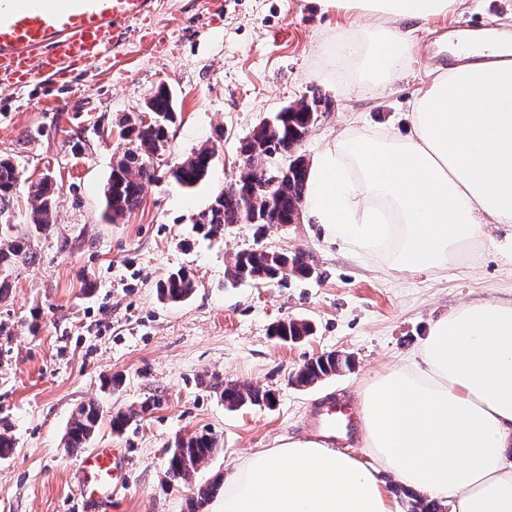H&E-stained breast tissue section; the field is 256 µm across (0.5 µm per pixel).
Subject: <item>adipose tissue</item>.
Segmentation results:
<instances>
[{"label": "adipose tissue", "instance_id": "adipose-tissue-1", "mask_svg": "<svg viewBox=\"0 0 512 512\" xmlns=\"http://www.w3.org/2000/svg\"><path fill=\"white\" fill-rule=\"evenodd\" d=\"M461 0H322L356 22L323 45L326 77L374 89L412 59L406 27ZM437 69L411 103L407 133L353 129L308 169L306 208L327 241L400 273L441 271L512 232V61ZM375 459L297 439L247 456L221 512H398L383 481L453 512H512V297L459 305L431 322L405 363L372 376L360 399Z\"/></svg>", "mask_w": 512, "mask_h": 512}]
</instances>
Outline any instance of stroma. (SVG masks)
<instances>
[{"instance_id": "1", "label": "stroma", "mask_w": 512, "mask_h": 512, "mask_svg": "<svg viewBox=\"0 0 512 512\" xmlns=\"http://www.w3.org/2000/svg\"><path fill=\"white\" fill-rule=\"evenodd\" d=\"M351 22L320 0H156L149 22H130L108 69L90 62L23 88L0 81V157L21 175L15 223L27 221L31 182L49 176L60 188L52 230L34 238V262L12 270L0 301V433L14 441L0 457V512H78L79 454L66 432L89 402L106 415L91 447L129 451V486L107 512H187L188 489L166 473L176 438L217 436L197 479L226 480L246 454L307 438L325 399L358 401L372 375L416 350L431 319L512 289V245L500 237L448 270L399 274L328 243L304 215L261 233L252 224L225 225L218 238L196 233L194 217L229 185L240 144L263 122L304 97L328 101L296 148L308 160L355 123L406 129L409 102L440 63L437 25L512 32V0H466L411 24L412 60L373 91L319 75L321 44ZM162 86L179 118L157 178L137 208L109 221L104 192L126 147L115 131ZM202 147L213 150L212 167L182 188L170 170ZM254 247L305 253L314 273L229 282L232 258ZM180 268L194 275V295L159 300L158 283ZM288 319L310 321L313 334L297 343L272 336L273 323ZM333 351L352 356V370L291 384L307 361ZM113 377L120 385L111 389ZM235 381L275 393L274 406L228 408L221 392ZM129 410L136 418L113 432L109 416Z\"/></svg>"}]
</instances>
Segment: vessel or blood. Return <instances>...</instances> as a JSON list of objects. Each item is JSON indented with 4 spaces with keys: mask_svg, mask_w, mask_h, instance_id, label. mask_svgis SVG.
<instances>
[{
    "mask_svg": "<svg viewBox=\"0 0 512 512\" xmlns=\"http://www.w3.org/2000/svg\"><path fill=\"white\" fill-rule=\"evenodd\" d=\"M155 0H0V77L28 83L35 71L104 59L126 38V24L154 12ZM355 427L347 405L328 403L314 432L341 444ZM83 512H99L109 492L124 488L126 459L121 449L96 448L77 462Z\"/></svg>",
    "mask_w": 512,
    "mask_h": 512,
    "instance_id": "obj_1",
    "label": "vessel or blood"
}]
</instances>
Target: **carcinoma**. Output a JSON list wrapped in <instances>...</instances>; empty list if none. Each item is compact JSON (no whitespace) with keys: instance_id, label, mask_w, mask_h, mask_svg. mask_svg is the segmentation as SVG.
<instances>
[{"instance_id":"cac0c4a2","label":"carcinoma","mask_w":512,"mask_h":512,"mask_svg":"<svg viewBox=\"0 0 512 512\" xmlns=\"http://www.w3.org/2000/svg\"><path fill=\"white\" fill-rule=\"evenodd\" d=\"M144 108L152 115V121L145 123L136 115H127L120 125L119 136L127 142L128 148L119 157L118 164L112 167V174L105 191L106 209L111 221L115 222L141 202L144 185L154 180L156 169L149 154L165 150L167 129L175 123L177 112L173 96L164 87L158 88L145 101ZM309 127V112L306 102L298 101L275 117L257 127L251 136L240 145V150L248 154L255 167L239 172L234 183L220 191L205 210V223L200 230L206 236L224 235V225L242 223V206L250 204L255 225L262 228L267 224H292L297 219L298 207L307 191V164L299 156L288 159L287 174L269 193L249 192V187L258 173L271 167L278 157L295 151L306 135ZM214 154L206 147L191 153L170 170L171 178L185 188L197 185L208 174ZM19 175L15 164L8 158H0V297L8 287L9 272L19 264L31 263L35 252L31 245L34 234L47 231L53 223L58 188L51 179L44 177L31 185L33 197L27 230L20 236L10 235L16 228L12 224V207L18 186ZM281 261L301 275L310 270L308 258L303 253H281L276 259L271 252L254 248L237 253L228 269V279L232 282L251 279L252 273L266 271L268 279H276V261ZM197 284L190 272L178 270L163 279L157 288L160 299L180 302L192 296ZM313 327L306 320H288L273 327V335L280 337L310 336ZM348 358L337 352L329 353L323 360L311 361L295 376V383L306 387L329 376L349 369ZM224 401L231 407L247 404L257 405L270 398V393L252 386L228 385L223 390ZM102 420V409L96 403L82 406L74 414L66 433L67 447L78 450L87 445L97 431ZM220 440L205 433L191 436L185 444L176 443L167 448V474L169 479L191 485L194 496L190 512L199 509L210 501L221 489V482L198 484L196 474L199 467L217 451ZM411 499V512H443L442 507L429 502L412 491H405Z\"/></svg>"}]
</instances>
